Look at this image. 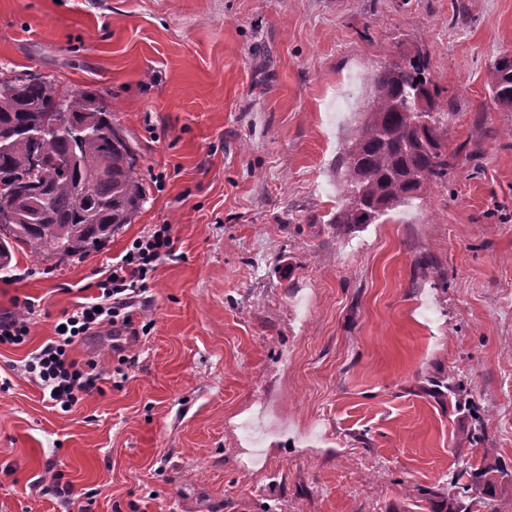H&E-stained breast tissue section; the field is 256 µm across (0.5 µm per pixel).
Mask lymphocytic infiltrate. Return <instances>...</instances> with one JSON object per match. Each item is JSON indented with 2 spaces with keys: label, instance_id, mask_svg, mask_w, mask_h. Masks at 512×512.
I'll return each instance as SVG.
<instances>
[{
  "label": "lymphocytic infiltrate",
  "instance_id": "obj_1",
  "mask_svg": "<svg viewBox=\"0 0 512 512\" xmlns=\"http://www.w3.org/2000/svg\"><path fill=\"white\" fill-rule=\"evenodd\" d=\"M172 227L160 225L150 234L134 239L105 279L96 284L89 300L77 302L65 313L61 329L24 359V375L47 395L54 408L67 412L84 397L102 393L103 377L95 361L80 362L70 356L80 339L111 328L114 336L136 341L148 333L150 323L133 318L136 304L146 303L150 281L159 261L173 255Z\"/></svg>",
  "mask_w": 512,
  "mask_h": 512
}]
</instances>
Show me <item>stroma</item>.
<instances>
[{"mask_svg":"<svg viewBox=\"0 0 512 512\" xmlns=\"http://www.w3.org/2000/svg\"><path fill=\"white\" fill-rule=\"evenodd\" d=\"M510 48L512 0H0V77L99 90L147 188L85 258L0 272V311L35 303L0 347V512H441L465 463L512 471ZM417 55L448 182L339 234L368 77ZM159 224L150 335L74 346L110 386L54 410L21 361ZM490 97L503 111H512V50L502 51L487 75ZM23 312L0 314V346H19L28 341L30 319L34 314V302L28 298L22 301Z\"/></svg>","mask_w":512,"mask_h":512,"instance_id":"obj_1","label":"stroma"}]
</instances>
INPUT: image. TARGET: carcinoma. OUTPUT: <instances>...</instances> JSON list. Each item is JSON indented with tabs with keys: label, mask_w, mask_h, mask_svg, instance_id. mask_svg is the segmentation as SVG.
Listing matches in <instances>:
<instances>
[{
	"label": "carcinoma",
	"mask_w": 512,
	"mask_h": 512,
	"mask_svg": "<svg viewBox=\"0 0 512 512\" xmlns=\"http://www.w3.org/2000/svg\"><path fill=\"white\" fill-rule=\"evenodd\" d=\"M365 119L339 157L342 204L332 223L352 233L448 182L441 130L448 101L433 87L424 57L383 66L370 77ZM429 87L433 118L420 131L416 115L398 107ZM490 97L512 111V50L501 52L487 75ZM0 271L27 247L38 262L82 259L108 241L146 202L134 148L112 123L95 89H69L50 76L0 77ZM491 503L512 488V472L497 464L462 472Z\"/></svg>",
	"instance_id": "carcinoma-1"
}]
</instances>
